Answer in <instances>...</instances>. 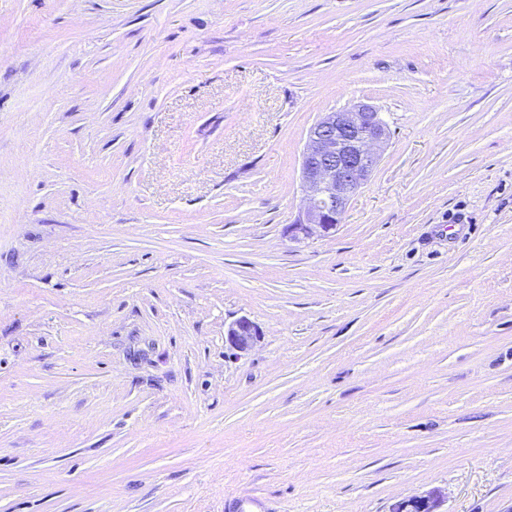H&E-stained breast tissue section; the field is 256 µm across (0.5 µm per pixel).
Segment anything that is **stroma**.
<instances>
[{"instance_id":"stroma-1","label":"stroma","mask_w":512,"mask_h":512,"mask_svg":"<svg viewBox=\"0 0 512 512\" xmlns=\"http://www.w3.org/2000/svg\"><path fill=\"white\" fill-rule=\"evenodd\" d=\"M358 101L381 161L290 241ZM433 490L512 505V0H0V512ZM388 133L368 102L326 112L310 128L302 155L306 204L284 228L289 240L328 236L343 223L351 199L378 166ZM225 335V341L230 347L243 352L257 341L259 330L251 320L242 317L228 325Z\"/></svg>"}]
</instances>
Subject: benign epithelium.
<instances>
[{
    "label": "benign epithelium",
    "mask_w": 512,
    "mask_h": 512,
    "mask_svg": "<svg viewBox=\"0 0 512 512\" xmlns=\"http://www.w3.org/2000/svg\"><path fill=\"white\" fill-rule=\"evenodd\" d=\"M388 133L379 112L368 102H357L326 112L310 128L302 155V187L306 204L284 228L288 239L299 241L314 234L328 236L343 223L351 199L364 187L378 166ZM259 330L247 318L229 324L225 341L233 349L249 350ZM400 512H441L435 493L399 504Z\"/></svg>",
    "instance_id": "benign-epithelium-1"
}]
</instances>
